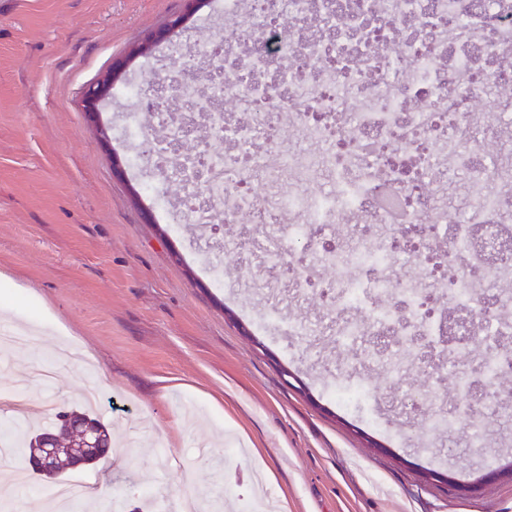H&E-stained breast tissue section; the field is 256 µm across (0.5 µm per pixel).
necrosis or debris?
<instances>
[{
    "mask_svg": "<svg viewBox=\"0 0 512 512\" xmlns=\"http://www.w3.org/2000/svg\"><path fill=\"white\" fill-rule=\"evenodd\" d=\"M224 25L242 42L212 37L175 45L178 64L223 60L219 74H184L173 97L137 84L119 89L144 116L169 115L170 134L204 143L170 158L152 144L156 169L177 184L185 222L260 224L275 218L274 236L309 249L335 290V305L358 312L372 356L390 353L396 336H433L442 311L419 283L386 270L400 253H429L434 288L466 317V340L512 335V191L488 157L498 144L496 95L512 90V0H224ZM480 123L477 142L461 126ZM300 131L312 152L293 155L275 139ZM462 180L464 211L443 202L444 183L429 168ZM263 173L255 189L254 173ZM298 188L281 193L285 175ZM329 176L327 190L306 183ZM348 227V245L327 238ZM430 225L428 239L398 240L394 224ZM479 235L480 273H461L455 242Z\"/></svg>",
    "mask_w": 512,
    "mask_h": 512,
    "instance_id": "1",
    "label": "necrosis or debris"
}]
</instances>
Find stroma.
I'll return each instance as SVG.
<instances>
[{
	"instance_id": "obj_1",
	"label": "stroma",
	"mask_w": 512,
	"mask_h": 512,
	"mask_svg": "<svg viewBox=\"0 0 512 512\" xmlns=\"http://www.w3.org/2000/svg\"><path fill=\"white\" fill-rule=\"evenodd\" d=\"M184 7L0 0V326L43 332L0 364V384H28L49 427L94 379L95 414L132 450L72 474L95 488L82 512H113L121 491L174 512L185 477L220 501L226 478L244 486L263 466L288 512H512V419L481 405L474 444V415L429 352L396 348L408 379L397 390L366 352L342 358L343 314L324 320L289 259L263 268V225L172 223L145 193L166 189L140 154L150 119L128 131L133 107L114 97L88 118L85 87ZM167 50L131 57L126 82L171 77ZM295 321L318 330L289 335ZM416 385L456 413L447 433L424 432ZM351 387L367 396L347 407L336 392ZM227 432L246 434L260 459L226 452ZM492 470L499 478L483 481Z\"/></svg>"
}]
</instances>
